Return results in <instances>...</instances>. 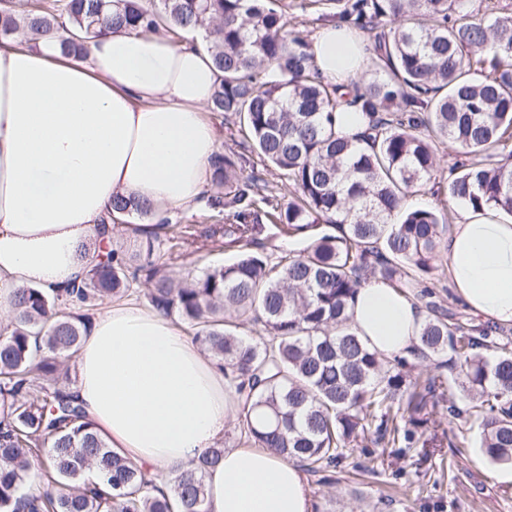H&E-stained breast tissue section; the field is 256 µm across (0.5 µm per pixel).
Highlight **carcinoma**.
I'll return each instance as SVG.
<instances>
[{"label":"carcinoma","mask_w":512,"mask_h":512,"mask_svg":"<svg viewBox=\"0 0 512 512\" xmlns=\"http://www.w3.org/2000/svg\"><path fill=\"white\" fill-rule=\"evenodd\" d=\"M419 13L429 24L389 28ZM342 19L372 34L371 67L357 78L362 138L334 132L338 87L314 70L312 44L268 0H0V37L57 33L64 53L84 56L102 32L201 34L221 72L211 109L234 118L262 161L299 192L282 207L263 195L265 179L244 174L237 152L218 153L203 199L210 217L238 246L263 222L309 244L276 264L244 251L231 265L182 284L160 263L182 227L167 219L168 247L153 236L135 250L101 239L81 281L64 292L19 286L0 330V512H209L207 471L224 445L157 485L128 456L108 448L67 392L65 361L91 325L86 311L122 298L142 279L150 307L195 330L194 339L231 377L242 399L238 427L254 442L296 462L320 481L369 443L363 474L420 447L432 408L444 396L440 373L412 376L420 360L460 371L476 398L479 448L492 462L512 461V333L478 328L430 301L419 343L383 360L355 334L350 304L371 278L405 292L428 277L449 231L446 213L404 207L437 171L434 143L449 140L465 161L445 186L454 202L512 215V163L495 149L512 140V14L473 0H346ZM122 223L148 217V205L112 200ZM259 324L249 339L241 324ZM41 485L34 493L33 483Z\"/></svg>","instance_id":"obj_1"}]
</instances>
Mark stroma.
<instances>
[{"instance_id":"1","label":"stroma","mask_w":512,"mask_h":512,"mask_svg":"<svg viewBox=\"0 0 512 512\" xmlns=\"http://www.w3.org/2000/svg\"><path fill=\"white\" fill-rule=\"evenodd\" d=\"M438 172L424 190L407 201L408 206L447 208L450 220H457L459 207L449 202L441 187L457 162L454 144L436 145ZM203 205L178 211L174 219L186 234L181 247L168 262L170 273L185 278L204 268L233 263L238 253L225 247L223 224L203 217ZM465 406L466 400L458 380H449L445 397L436 409L433 433L436 438L459 436L468 444L465 456L453 457L451 449L434 448L426 462H418L416 453L394 460L380 475L356 477L354 464L363 457L360 447L351 448L337 468L332 484H317L308 477V487L318 512H512V487L504 488L496 480L494 463L475 448L478 429H466L461 421H449L448 405ZM428 488L427 498L417 496L419 485Z\"/></svg>"}]
</instances>
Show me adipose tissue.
<instances>
[{
    "label": "adipose tissue",
    "mask_w": 512,
    "mask_h": 512,
    "mask_svg": "<svg viewBox=\"0 0 512 512\" xmlns=\"http://www.w3.org/2000/svg\"><path fill=\"white\" fill-rule=\"evenodd\" d=\"M342 27L313 41L330 82L350 85ZM220 80L209 53L157 34L112 31L87 58L55 39L0 42V313L20 285L66 287L109 217L113 198L151 204L154 221L194 206L207 188L218 130L203 111ZM449 286L477 323L512 329V220L462 209L444 241ZM379 357L408 354L420 304L370 279L350 308ZM69 390L110 448L166 475L224 434L240 401L213 358L171 319L131 302L98 312ZM210 512H314L302 469L254 444L226 449L205 479Z\"/></svg>",
    "instance_id": "1"
}]
</instances>
